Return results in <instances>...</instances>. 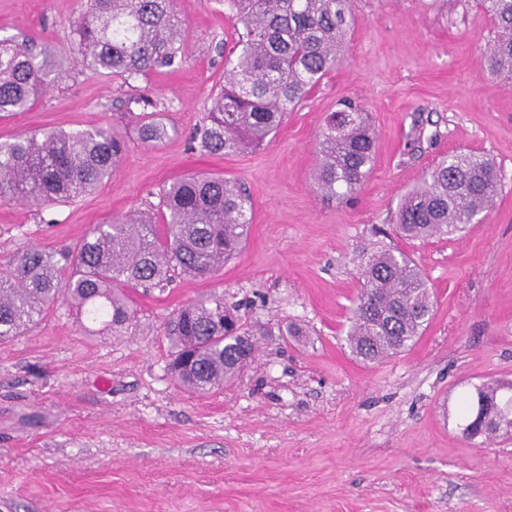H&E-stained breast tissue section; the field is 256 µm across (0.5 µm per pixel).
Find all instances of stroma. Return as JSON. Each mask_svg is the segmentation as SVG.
<instances>
[{
	"label": "stroma",
	"instance_id": "stroma-1",
	"mask_svg": "<svg viewBox=\"0 0 512 512\" xmlns=\"http://www.w3.org/2000/svg\"><path fill=\"white\" fill-rule=\"evenodd\" d=\"M85 2L0 0V40L49 43L72 67L30 111L0 115V142L107 125L126 154L94 193L43 214L0 198V264L157 209L161 188L191 172L237 180L252 224L214 275L136 295L120 332L85 335L54 306L0 344V512H512V434L466 439L459 414L477 387L512 383V74L483 61L494 32L476 0H350L343 63L271 140L229 156L189 149L237 39L222 0H177L182 59L130 82L73 53ZM133 97L156 102L167 139L140 141ZM343 99L363 104L376 137L350 204L311 180L318 133ZM460 151L497 162L491 211L459 237L397 238L401 196ZM383 245L420 268L433 316L404 352L367 365L345 334L361 266ZM210 296L256 327V349L235 382L198 396L168 371L166 328Z\"/></svg>",
	"mask_w": 512,
	"mask_h": 512
}]
</instances>
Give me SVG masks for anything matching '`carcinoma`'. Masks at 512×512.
<instances>
[{
  "label": "carcinoma",
  "instance_id": "obj_1",
  "mask_svg": "<svg viewBox=\"0 0 512 512\" xmlns=\"http://www.w3.org/2000/svg\"><path fill=\"white\" fill-rule=\"evenodd\" d=\"M495 39L485 62L512 72V0H478ZM237 31L238 54L224 62V85L194 131L192 148L226 156L257 147L274 134L286 112L344 60L356 19L348 0H224ZM89 69L125 81L172 65L184 54L185 33L174 0H87L71 22ZM69 63L33 40L0 41V114L26 112L52 84L68 77ZM139 113L145 144L169 136L146 108ZM313 181L322 194L348 199L370 177L375 136L358 102L342 100L319 135ZM124 150L107 126L48 131L0 142V197L42 209L72 202L112 177ZM501 187L500 170L484 153H454L404 194L395 233L427 240L462 232L487 211ZM165 231L144 212L97 224L77 245L47 251L31 246L0 266V342L22 336L54 305L87 314L117 329L134 318V294L163 288L177 275L210 277L245 242L252 207L240 183L221 174L182 176L164 187ZM347 344L355 358L378 363L405 350L429 323L433 302L410 257L387 247L365 261ZM241 324L224 299L192 301L178 311L170 340L172 377L208 394L232 381L253 356ZM500 384L476 389L495 412L484 426L463 428L472 440L512 431V396Z\"/></svg>",
  "mask_w": 512,
  "mask_h": 512
}]
</instances>
